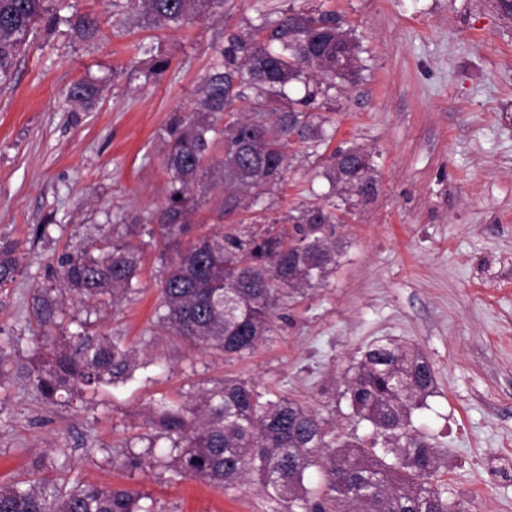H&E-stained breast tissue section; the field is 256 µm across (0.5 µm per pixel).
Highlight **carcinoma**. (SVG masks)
<instances>
[{
  "instance_id": "obj_1",
  "label": "carcinoma",
  "mask_w": 512,
  "mask_h": 512,
  "mask_svg": "<svg viewBox=\"0 0 512 512\" xmlns=\"http://www.w3.org/2000/svg\"><path fill=\"white\" fill-rule=\"evenodd\" d=\"M45 0H0V89L37 24L52 29ZM127 7L156 24L179 25L224 8L225 0H126ZM81 39L101 31L97 16L74 15ZM361 40L343 15L318 7L289 8L235 30L219 50L221 63L203 78L202 115L176 116L168 129L164 163L170 186L162 209L148 218L161 244L160 325L191 345L226 358L254 353L271 332L283 298L327 280L347 247L343 214L376 191L369 154L337 147L327 158L330 208L296 207L286 222L191 234V216L203 176L219 168L224 182L220 210L250 214L259 222L261 196L280 184L291 161L312 156L332 138L331 118L318 109L336 100L343 86L367 69ZM99 89L86 81L69 98L93 104ZM224 155L213 161L215 139ZM128 230L90 248L63 255L59 284L40 289L31 317L42 330L63 327L66 299L118 304L142 260ZM19 245H0V285L20 272ZM137 350L121 336L86 339L57 336L23 374L39 397L96 392L105 382L132 378ZM435 383L434 369L417 349L377 342L357 369L344 377L357 421L368 422L381 447L336 435L321 411L280 397L261 401L252 381L226 377L185 400L162 399L155 426L170 442L167 468L177 479L192 477L230 488L251 473L261 491L285 504V512H466L439 486L436 449L410 436L412 412ZM323 474L321 495L304 487L308 469ZM145 496L127 488L77 483L46 492L39 482L0 484V512H152Z\"/></svg>"
}]
</instances>
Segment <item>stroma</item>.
<instances>
[{"instance_id": "stroma-1", "label": "stroma", "mask_w": 512, "mask_h": 512, "mask_svg": "<svg viewBox=\"0 0 512 512\" xmlns=\"http://www.w3.org/2000/svg\"><path fill=\"white\" fill-rule=\"evenodd\" d=\"M319 3L354 27L366 59L333 105L332 143L366 150L376 177L372 199L346 217L350 245L334 272L280 308L255 354L227 361L159 326L161 246L141 233L142 264L116 310L66 303L86 336L140 346L134 378L86 402L41 399L20 369L46 342L30 312L50 268L163 206L167 129L176 115H198V88L228 30ZM46 6L55 28L37 31L0 92V242L18 243L22 256L19 275L0 286V343L11 344L0 482L129 488L154 512H284L252 478L222 490L174 480L154 457L133 471L114 458L154 433L155 400L235 376L263 398L321 410L338 435L368 438L342 380L368 345L392 339L434 368L412 422L439 454L449 497L467 512H512V20L495 0H227L178 26L145 23L126 0ZM75 12L99 17V38L72 35L65 19ZM139 43L169 59L164 74L152 73ZM82 79L100 89L89 107L68 97ZM325 165L315 155L294 162L263 195L265 217L321 202Z\"/></svg>"}]
</instances>
